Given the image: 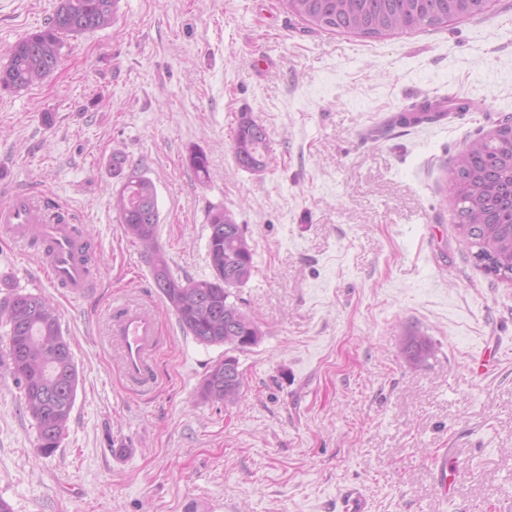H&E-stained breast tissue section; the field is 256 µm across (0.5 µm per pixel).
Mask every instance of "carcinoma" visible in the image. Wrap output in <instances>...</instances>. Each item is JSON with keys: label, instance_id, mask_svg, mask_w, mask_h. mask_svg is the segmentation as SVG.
<instances>
[{"label": "carcinoma", "instance_id": "cac0c4a2", "mask_svg": "<svg viewBox=\"0 0 512 512\" xmlns=\"http://www.w3.org/2000/svg\"><path fill=\"white\" fill-rule=\"evenodd\" d=\"M292 16L314 31L353 33L380 38L401 32L441 28L456 19H474L486 11L484 0H281ZM116 0H60L48 27L13 44L8 64L0 71V88L18 92L50 76L60 60V35H82L112 24ZM445 116L438 103L424 101L396 118L402 127L434 123ZM498 140L483 136L470 141L452 160L446 192L453 203L459 243L478 267L502 281H512V152L500 142L512 141V116L495 126ZM240 168L252 173L269 164L268 134L258 120L243 116L233 138ZM200 181L210 178L202 150L188 157ZM125 158L112 154V171L122 177L112 197L126 233L149 254L150 272L166 306L182 330L204 345L243 351L261 336L253 317L231 300V289L251 278L255 266L245 227L224 209L209 216L207 252L212 278L174 276L157 242L159 208L151 179L135 171L123 175ZM6 349L0 368L10 372L22 391L24 407L35 422L37 447L48 455L58 448L70 419L77 390V371L70 343L63 336L56 308L45 298L13 289L0 299V328ZM432 352L425 336L404 340L406 358L414 363ZM237 357L210 366L200 386L205 401L226 405L242 396Z\"/></svg>", "mask_w": 512, "mask_h": 512}]
</instances>
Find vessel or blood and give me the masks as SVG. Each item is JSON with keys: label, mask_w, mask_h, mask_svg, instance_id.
I'll list each match as a JSON object with an SVG mask.
<instances>
[{"label": "vessel or blood", "mask_w": 512, "mask_h": 512, "mask_svg": "<svg viewBox=\"0 0 512 512\" xmlns=\"http://www.w3.org/2000/svg\"><path fill=\"white\" fill-rule=\"evenodd\" d=\"M0 237L19 246L37 238L47 241L48 251L38 257L40 273L62 284L76 299L93 288L83 261L85 241L75 231L73 216L51 205L46 197L27 191L9 192L7 202L0 204ZM108 334L127 381L148 389L159 351V321L154 310L132 301L118 302L112 310Z\"/></svg>", "instance_id": "b4317fda"}]
</instances>
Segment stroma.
I'll return each instance as SVG.
<instances>
[{"instance_id":"obj_1","label":"stroma","mask_w":512,"mask_h":512,"mask_svg":"<svg viewBox=\"0 0 512 512\" xmlns=\"http://www.w3.org/2000/svg\"><path fill=\"white\" fill-rule=\"evenodd\" d=\"M58 3L0 0V69ZM448 95L479 109L386 130ZM510 113L512 0L386 38L310 30L281 0H116L110 27L64 37L50 77L0 89V187L73 214L98 288L72 298L38 276L37 248L0 239V297L47 298L78 374L46 456L0 369V498L13 512H336L358 487L367 512H512V283L459 244L446 193L453 157ZM245 114L268 133L259 174L233 154ZM116 151L155 185L175 276L211 278V209L246 228L255 271L233 299L261 338L237 355V404L199 396L224 348L187 335L161 302L112 207ZM118 297L157 304L148 394L126 386L106 336ZM414 333L432 344L418 364L402 350ZM485 351L496 363L475 375ZM446 451L449 493L434 476Z\"/></svg>"}]
</instances>
